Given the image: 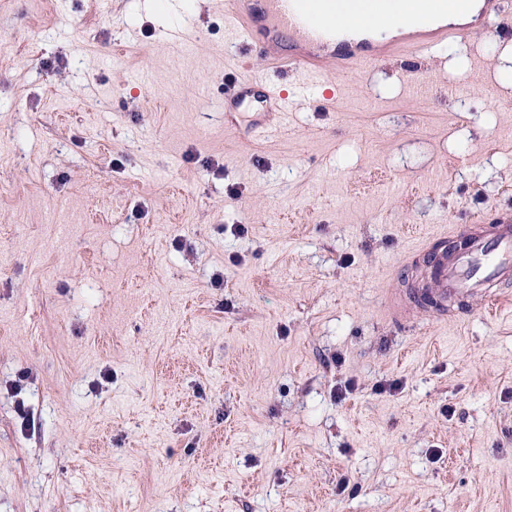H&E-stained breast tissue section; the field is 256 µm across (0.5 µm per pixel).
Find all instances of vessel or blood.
Instances as JSON below:
<instances>
[{"label": "vessel or blood", "mask_w": 512, "mask_h": 512, "mask_svg": "<svg viewBox=\"0 0 512 512\" xmlns=\"http://www.w3.org/2000/svg\"><path fill=\"white\" fill-rule=\"evenodd\" d=\"M506 0H485L484 25L496 35L512 34V26L499 24ZM467 0H407L403 12L392 14L372 8L365 16L367 27H416L441 13L464 10ZM322 0H242L226 11L225 20L245 53L276 65L283 71L319 76L330 71L348 73L368 64L367 46L340 45L337 56L325 61L302 54L303 46L330 43L340 22L335 17L318 18ZM256 96L277 116V128L288 123L290 104L270 84L244 78L224 86V122L233 124L234 104ZM447 232H439L432 248L413 252L406 266L403 287L394 289L388 306L395 320L408 319L423 306L445 315L448 306L470 308L480 303L493 311L512 294V209L500 210L492 221H474L456 246H448Z\"/></svg>", "instance_id": "b4317fda"}]
</instances>
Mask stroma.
<instances>
[{
  "label": "stroma",
  "instance_id": "35a3bbf8",
  "mask_svg": "<svg viewBox=\"0 0 512 512\" xmlns=\"http://www.w3.org/2000/svg\"><path fill=\"white\" fill-rule=\"evenodd\" d=\"M1 32L0 512H512V309L382 305L512 206V37L377 47L260 138L225 81L303 77L240 65L217 0Z\"/></svg>",
  "mask_w": 512,
  "mask_h": 512
}]
</instances>
